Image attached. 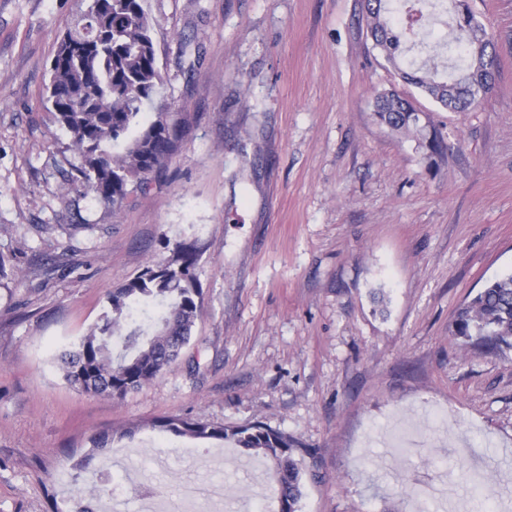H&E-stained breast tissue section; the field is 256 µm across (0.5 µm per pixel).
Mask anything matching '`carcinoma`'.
Wrapping results in <instances>:
<instances>
[{"mask_svg":"<svg viewBox=\"0 0 512 512\" xmlns=\"http://www.w3.org/2000/svg\"><path fill=\"white\" fill-rule=\"evenodd\" d=\"M389 0H368L366 26L386 61L444 108L465 112L481 102L477 87L496 82L498 58L491 37L467 0H456L448 24V78L422 68L401 69L407 43L435 28L434 15L401 0L394 17ZM152 23L143 0H91L66 23L50 68L44 102L81 156L74 182L114 208L132 182L144 183L177 151L180 132L170 113L157 112L140 126L162 75L156 62ZM377 120L395 130L423 132L422 113L389 92L376 98ZM195 251L177 245L165 261L147 267L109 294V310L75 349L62 356L64 379L78 391L122 400L160 377L191 339L201 308ZM455 335L489 353L512 349V274L485 286L453 321ZM161 427L200 439L231 440L262 456L275 477L278 512H299L303 472L293 454L300 444L262 425L228 429L222 424L169 417Z\"/></svg>","mask_w":512,"mask_h":512,"instance_id":"cac0c4a2","label":"carcinoma"}]
</instances>
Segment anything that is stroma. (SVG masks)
Here are the masks:
<instances>
[{"mask_svg":"<svg viewBox=\"0 0 512 512\" xmlns=\"http://www.w3.org/2000/svg\"><path fill=\"white\" fill-rule=\"evenodd\" d=\"M88 0H0V512L96 495L58 474L93 455L116 512H273L267 462L161 420L260 423L300 444V512H485L482 471L512 512V350L454 336L458 309L512 273V0H470L496 84L451 112L403 81L366 0H145L163 82L152 111L182 139L115 210L71 184L81 159L42 103L64 24ZM424 112L442 148L378 123V94ZM199 254L192 339L116 402L78 392L61 356L107 296ZM447 412L430 445L387 425ZM159 487L163 500L139 489Z\"/></svg>","mask_w":512,"mask_h":512,"instance_id":"35a3bbf8","label":"stroma"}]
</instances>
